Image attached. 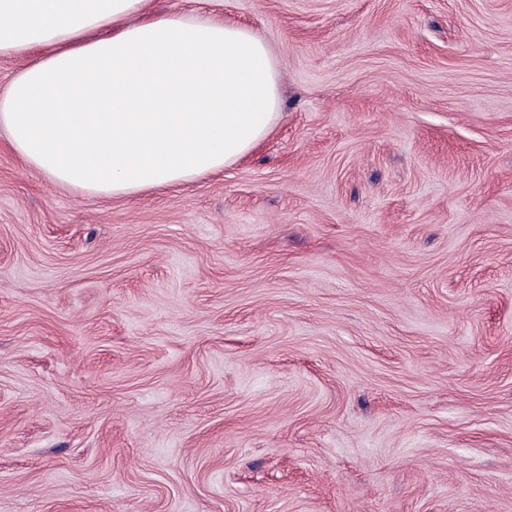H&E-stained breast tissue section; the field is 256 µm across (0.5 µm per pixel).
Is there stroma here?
<instances>
[{
	"label": "stroma",
	"mask_w": 512,
	"mask_h": 512,
	"mask_svg": "<svg viewBox=\"0 0 512 512\" xmlns=\"http://www.w3.org/2000/svg\"><path fill=\"white\" fill-rule=\"evenodd\" d=\"M283 116L141 195L0 137V512H512V0H148Z\"/></svg>",
	"instance_id": "35a3bbf8"
}]
</instances>
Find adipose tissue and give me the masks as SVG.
Listing matches in <instances>:
<instances>
[{"label":"adipose tissue","mask_w":512,"mask_h":512,"mask_svg":"<svg viewBox=\"0 0 512 512\" xmlns=\"http://www.w3.org/2000/svg\"><path fill=\"white\" fill-rule=\"evenodd\" d=\"M147 0H0V56L40 54L0 88V133L52 182L129 197L249 154L280 117L267 43Z\"/></svg>","instance_id":"adipose-tissue-1"}]
</instances>
